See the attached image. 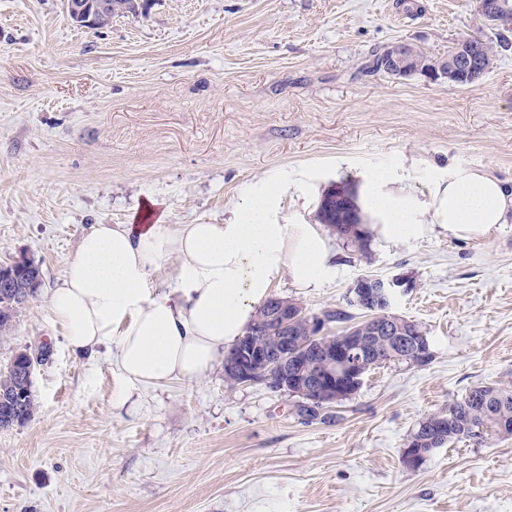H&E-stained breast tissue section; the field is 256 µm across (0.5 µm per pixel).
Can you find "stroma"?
I'll use <instances>...</instances> for the list:
<instances>
[{"instance_id":"stroma-1","label":"stroma","mask_w":512,"mask_h":512,"mask_svg":"<svg viewBox=\"0 0 512 512\" xmlns=\"http://www.w3.org/2000/svg\"><path fill=\"white\" fill-rule=\"evenodd\" d=\"M475 33L496 35L477 0H137L101 29L75 26L68 0H0V264L35 260L47 290L91 225L149 206L220 224L270 176L291 184L288 224L317 221L301 174L325 191L389 171L420 197L459 165L512 183V49L463 87L364 70L373 48L408 42L432 63ZM329 245L334 278L272 295L358 319L357 276H404L393 311L422 326L428 365L376 369L334 421L308 423L288 394L227 388L220 362L125 386L111 355L69 350L37 295L0 336V371L50 349L32 420L0 429V512H512V437L401 462L426 414L512 386V223L373 238L362 256Z\"/></svg>"}]
</instances>
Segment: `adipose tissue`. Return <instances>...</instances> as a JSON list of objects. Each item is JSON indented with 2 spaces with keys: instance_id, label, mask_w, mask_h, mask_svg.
I'll return each instance as SVG.
<instances>
[{
  "instance_id": "1",
  "label": "adipose tissue",
  "mask_w": 512,
  "mask_h": 512,
  "mask_svg": "<svg viewBox=\"0 0 512 512\" xmlns=\"http://www.w3.org/2000/svg\"><path fill=\"white\" fill-rule=\"evenodd\" d=\"M283 182L269 178L242 197L225 224H164L137 218L95 224L81 238L46 302L74 354L111 347L130 385H156L208 373L243 336L255 307L290 277L300 288L332 278L324 232L280 220ZM357 203L366 232L387 241L424 236L431 225L474 238L512 222V185L480 168L458 166L426 198L397 188L383 172L366 176ZM166 275L168 288H152Z\"/></svg>"
}]
</instances>
